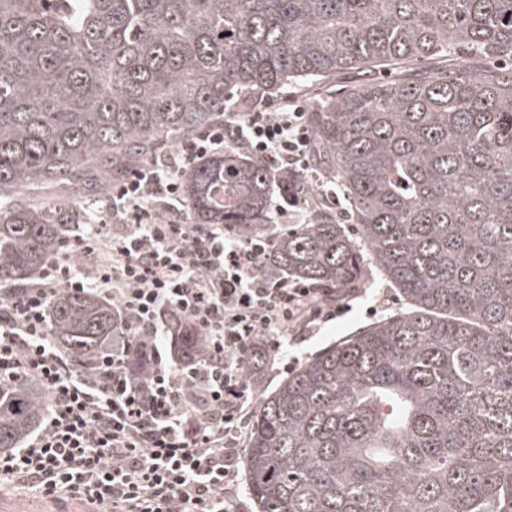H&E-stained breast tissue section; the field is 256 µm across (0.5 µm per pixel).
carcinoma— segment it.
<instances>
[{"mask_svg":"<svg viewBox=\"0 0 512 512\" xmlns=\"http://www.w3.org/2000/svg\"><path fill=\"white\" fill-rule=\"evenodd\" d=\"M352 69L368 78L310 121L356 235L319 209L272 232L279 176L243 147L182 177L195 223L274 233L270 273L358 288L370 259L404 300L263 396L250 496L258 512H512V0H0V285L33 283L91 222L71 199L160 143ZM116 326L110 301L68 290L46 324L78 367ZM171 345L177 365L202 352L178 326ZM47 412L32 378L0 389V452Z\"/></svg>","mask_w":512,"mask_h":512,"instance_id":"1","label":"carcinoma"}]
</instances>
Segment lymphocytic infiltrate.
I'll list each match as a JSON object with an SVG mask.
<instances>
[{
    "instance_id": "obj_1",
    "label": "lymphocytic infiltrate",
    "mask_w": 512,
    "mask_h": 512,
    "mask_svg": "<svg viewBox=\"0 0 512 512\" xmlns=\"http://www.w3.org/2000/svg\"><path fill=\"white\" fill-rule=\"evenodd\" d=\"M314 133L298 93L228 112L222 124L113 182L103 218L66 245L21 292L0 289V387L27 376L48 413L24 446L0 454V481L35 495L77 499L97 512H245L240 461L255 383L245 365L257 352L285 358L350 311L343 289L271 275L272 239L243 240L220 224L184 220L185 166L242 145L274 172L302 174L316 196L289 193L278 217L318 203L346 212L312 168ZM85 257L82 265L71 263ZM63 289L111 300L118 324L110 346L75 368L47 337L53 297ZM187 318L206 340L199 360L174 367L163 351L167 317ZM149 371L133 376L131 359Z\"/></svg>"
}]
</instances>
